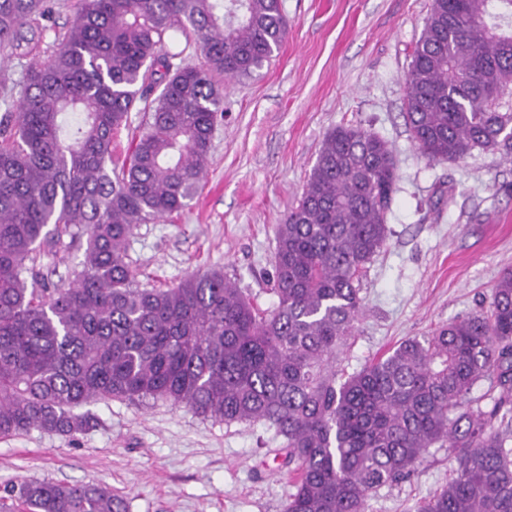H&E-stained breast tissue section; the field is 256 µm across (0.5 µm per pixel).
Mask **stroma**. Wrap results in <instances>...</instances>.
<instances>
[{"label": "stroma", "instance_id": "35a3bbf8", "mask_svg": "<svg viewBox=\"0 0 512 512\" xmlns=\"http://www.w3.org/2000/svg\"><path fill=\"white\" fill-rule=\"evenodd\" d=\"M79 0H51L30 56L0 63L16 85L30 60L51 54ZM288 34L269 63L224 84V114L206 175L187 207L140 225L129 259L143 286L223 269L272 306L275 232L303 192L332 129L359 125L392 146L397 191L385 247L361 281L366 316L341 357L345 372L412 337L428 336L489 302L512 270V161L476 151L428 162L404 120L403 79L430 0H283ZM451 190V207L438 206ZM78 246L41 252L36 285L69 283ZM98 423L68 438L38 430L0 440V488L34 476L93 483L124 496L129 512H281L290 488L283 439L259 423L227 425L165 402L90 404ZM448 451L431 448L410 478L382 488L370 512H412L447 484Z\"/></svg>", "mask_w": 512, "mask_h": 512}]
</instances>
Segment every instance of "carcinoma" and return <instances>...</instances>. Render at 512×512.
I'll return each instance as SVG.
<instances>
[{
    "instance_id": "cac0c4a2",
    "label": "carcinoma",
    "mask_w": 512,
    "mask_h": 512,
    "mask_svg": "<svg viewBox=\"0 0 512 512\" xmlns=\"http://www.w3.org/2000/svg\"><path fill=\"white\" fill-rule=\"evenodd\" d=\"M47 0H0V59L37 44ZM288 31L281 0H81L53 53L0 115V439L93 426L96 401H165L262 423L295 465L282 512H369L428 449L448 484L414 512H512V271L488 309L409 338L348 374L336 354L365 315L360 276L388 239L393 150L361 126L328 133L277 226L276 302L224 275L139 285L128 246L188 205L205 169L220 83L249 77ZM203 57L186 62L187 51ZM404 118L430 162L512 156V0H431L404 77ZM149 115L119 170L112 141ZM85 241L65 288H30L47 242ZM492 380L489 402L471 398ZM23 512H127L106 486L23 480Z\"/></svg>"
}]
</instances>
